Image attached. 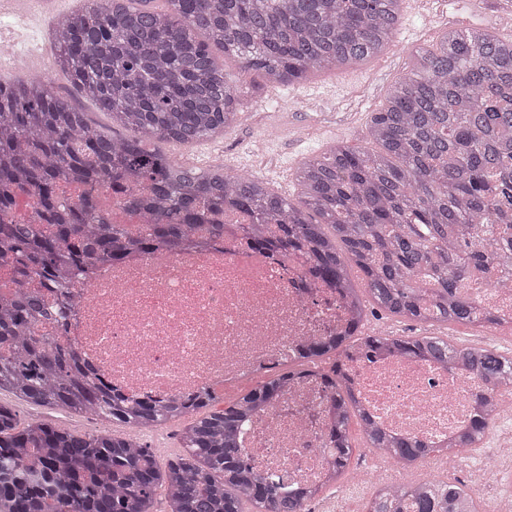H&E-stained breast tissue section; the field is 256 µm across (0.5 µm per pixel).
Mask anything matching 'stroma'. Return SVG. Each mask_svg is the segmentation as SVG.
I'll return each mask as SVG.
<instances>
[{
	"label": "stroma",
	"mask_w": 512,
	"mask_h": 512,
	"mask_svg": "<svg viewBox=\"0 0 512 512\" xmlns=\"http://www.w3.org/2000/svg\"><path fill=\"white\" fill-rule=\"evenodd\" d=\"M443 10L442 19L433 27H426L423 15L403 17L400 29L389 52L374 57L356 68H336L320 73L311 82L276 88L265 84L261 73H242L240 62L233 57H220L219 62L231 79H245L257 90V99L271 102L278 97L287 103L284 112H258L247 109L240 121L228 129L217 144L201 143L191 147L190 153L197 165L221 166L242 177H259L270 188L290 198L297 197L300 188L295 172L304 157L317 154L332 145L366 148L371 144L368 134L369 114L381 105L389 88L408 72L416 50L435 46L449 29L465 31L484 27L505 35L511 26L512 0H488L473 7L472 0H438ZM277 122L281 134L271 143L266 164H257L249 150L252 141L269 122ZM0 402L13 405L20 423L38 417L44 423L77 432L95 431L97 425L90 419L36 407L15 400L9 393L0 394ZM350 434L355 450L352 467L371 461H383L410 482L455 480L461 474L456 463L428 467L424 463L411 466L393 459L382 458L378 451L367 448L358 425H351Z\"/></svg>",
	"instance_id": "stroma-1"
}]
</instances>
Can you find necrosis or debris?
Listing matches in <instances>:
<instances>
[{"label": "necrosis or debris", "mask_w": 512, "mask_h": 512, "mask_svg": "<svg viewBox=\"0 0 512 512\" xmlns=\"http://www.w3.org/2000/svg\"><path fill=\"white\" fill-rule=\"evenodd\" d=\"M17 28L21 37L0 43L9 69L53 88L47 66L35 64L44 28L21 27L17 13L0 12V34ZM224 221L221 241L195 232L179 248L134 252L92 274L66 277L65 292L43 290L60 313L47 333L114 393L188 407L207 393L262 383L306 345L348 331L352 312L340 288L317 280L302 257L255 248L235 230L247 215L233 211ZM455 294L512 327V285L485 280ZM339 363L369 419L431 448L467 431L483 388L471 370L419 357L352 349ZM323 374L321 362H309L251 414L244 434L251 468L294 490L326 485L337 458L328 436L334 393ZM473 471L474 492L493 498L494 512H512V494L501 489L499 448L481 455Z\"/></svg>", "instance_id": "1"}]
</instances>
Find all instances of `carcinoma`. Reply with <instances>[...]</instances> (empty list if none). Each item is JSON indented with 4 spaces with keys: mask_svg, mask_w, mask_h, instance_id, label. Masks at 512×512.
<instances>
[{
    "mask_svg": "<svg viewBox=\"0 0 512 512\" xmlns=\"http://www.w3.org/2000/svg\"><path fill=\"white\" fill-rule=\"evenodd\" d=\"M87 0L55 23L56 66L112 122L138 136L118 138L90 125L85 113L41 82L0 81V212L16 191L38 192L43 224L0 220V267L17 284L13 307L0 308V391L40 407L86 414L129 428L186 416L184 452L165 464L130 437L59 429L41 421L19 426L0 403V512H154L157 491L167 512H305L318 490L290 493L252 472L239 437L255 406L269 402L288 370L215 408L213 398L186 412L174 405H132L90 386L79 358L38 334L47 320L44 287L66 261L80 270L110 263L131 248L178 247L227 207L275 223L258 245L302 253L321 280L342 288L359 327L366 311L416 322L488 324L498 320L473 303L448 298L475 264L512 251V39L480 28L448 31L439 48L417 53L418 65L396 82L368 133L379 149L336 145L299 168L301 196L269 191L256 178L195 169L146 147L148 141L192 145L237 120L250 91L229 82L208 43L260 71L274 87L308 74L365 63L386 51L403 17L404 0ZM203 33L208 42L196 39ZM89 190L80 202L62 198V182ZM145 191L131 210L166 209L174 223L133 235L109 223L92 195L123 182ZM363 276L360 290L350 269ZM424 273L433 289H416ZM354 337H329L305 357L322 358ZM369 351L415 355L461 365L484 382V405L512 390V355L494 347H457L441 336H364ZM339 448L331 483L349 463L351 419L360 418L366 446L414 464L429 449L389 436L371 423L346 385L334 377ZM488 426L477 413L469 431L448 445L460 455ZM474 493L432 480L377 493L365 512H476Z\"/></svg>",
    "mask_w": 512,
    "mask_h": 512,
    "instance_id": "cac0c4a2",
    "label": "carcinoma"
}]
</instances>
